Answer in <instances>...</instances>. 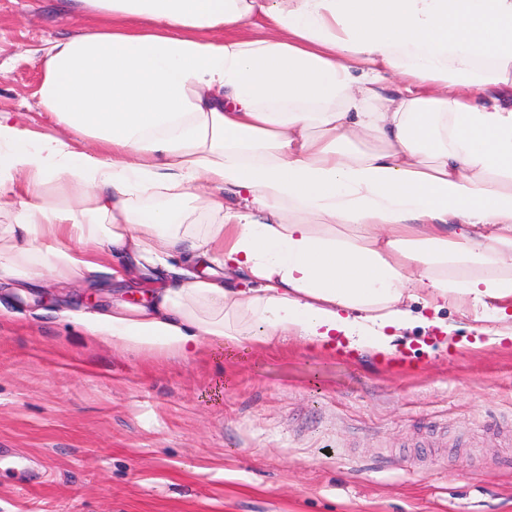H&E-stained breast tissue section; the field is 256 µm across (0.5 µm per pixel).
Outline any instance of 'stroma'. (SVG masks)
I'll return each instance as SVG.
<instances>
[{"mask_svg": "<svg viewBox=\"0 0 512 512\" xmlns=\"http://www.w3.org/2000/svg\"><path fill=\"white\" fill-rule=\"evenodd\" d=\"M65 0H0V112L37 105ZM147 293L0 286V512H512V343L414 328L392 354L296 340L124 352L79 320Z\"/></svg>", "mask_w": 512, "mask_h": 512, "instance_id": "obj_1", "label": "stroma"}]
</instances>
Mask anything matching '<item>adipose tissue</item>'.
Segmentation results:
<instances>
[{
	"label": "adipose tissue",
	"instance_id": "1",
	"mask_svg": "<svg viewBox=\"0 0 512 512\" xmlns=\"http://www.w3.org/2000/svg\"><path fill=\"white\" fill-rule=\"evenodd\" d=\"M73 2L101 22L47 50L56 129L0 113V283L150 285L88 330L180 358L392 353L449 305L512 342V0Z\"/></svg>",
	"mask_w": 512,
	"mask_h": 512
}]
</instances>
